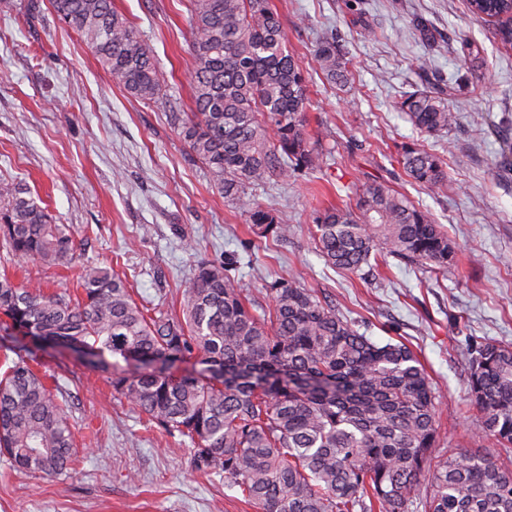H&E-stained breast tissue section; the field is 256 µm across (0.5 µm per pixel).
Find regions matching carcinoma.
<instances>
[{"mask_svg":"<svg viewBox=\"0 0 512 512\" xmlns=\"http://www.w3.org/2000/svg\"><path fill=\"white\" fill-rule=\"evenodd\" d=\"M196 36L189 74L193 111L172 112L178 136L213 186L245 215L257 237H286L284 219L248 188L323 168L320 139L307 136L309 81L288 50L271 0H189ZM58 17L91 48L131 97L150 103L167 76L112 0H50ZM481 17L512 14V0H468ZM325 79L342 83L347 62L336 39L317 43ZM414 126L448 131L456 116L444 92L418 90L400 102ZM399 162L418 184L447 180L443 159L415 145ZM315 242L326 263L357 275L387 251L449 273L454 247L442 226L382 183L353 207L318 211ZM0 245L20 261L67 267L76 259L69 230L12 178H0ZM234 262L198 263L181 292V315L138 304L126 281L96 264L83 267L81 293L44 292L41 283L0 277L5 336L79 350L86 366L150 423L189 439L196 469L222 475L258 512H407L424 490V512H512V471L497 452L463 449L432 463L435 393L404 342H377L336 314L312 288L286 280L268 288L263 315L235 275ZM0 377V456L33 476L72 470L76 448L64 406L32 366V350ZM136 360L131 372L120 361ZM194 361L195 375L168 369ZM476 429L512 453V347L476 344L467 359Z\"/></svg>","mask_w":512,"mask_h":512,"instance_id":"cac0c4a2","label":"carcinoma"}]
</instances>
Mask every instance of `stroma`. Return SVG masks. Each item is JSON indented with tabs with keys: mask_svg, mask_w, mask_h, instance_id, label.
Returning a JSON list of instances; mask_svg holds the SVG:
<instances>
[{
	"mask_svg": "<svg viewBox=\"0 0 512 512\" xmlns=\"http://www.w3.org/2000/svg\"><path fill=\"white\" fill-rule=\"evenodd\" d=\"M30 1L0 0V176L25 181L74 232L78 249L67 269L0 251V273L72 293L82 267L98 263L125 275L137 303L167 311L178 310L202 259H233L261 310L270 303L267 286L291 280L374 340L400 338L417 353L440 422L433 460L488 450L474 430L464 359L475 343L512 346V48L492 23L467 0H272L289 50L312 80L305 130L320 134L332 155L322 170L252 189L292 227L288 237L260 239L168 118L192 109L187 0H114L168 75L163 97L150 105L112 81L49 0H35L34 12ZM334 31L351 71L336 86L313 56ZM420 58L427 71L417 69ZM447 86L455 125L420 132L400 101ZM406 143L444 159L442 187L428 190L407 175L397 161ZM376 182L442 225L456 252L453 273L386 253L366 280L325 263L314 212L354 205ZM33 367L66 403L77 459L59 478L0 462V512H256L222 479L194 469L188 439L145 425L114 396L106 374L51 349L36 351Z\"/></svg>",
	"mask_w": 512,
	"mask_h": 512,
	"instance_id": "35a3bbf8",
	"label": "stroma"
}]
</instances>
